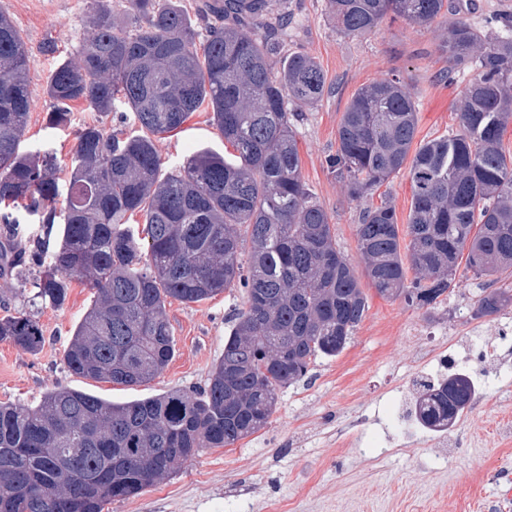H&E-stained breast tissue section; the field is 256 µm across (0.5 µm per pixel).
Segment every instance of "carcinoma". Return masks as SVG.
Masks as SVG:
<instances>
[{
    "instance_id": "carcinoma-1",
    "label": "carcinoma",
    "mask_w": 512,
    "mask_h": 512,
    "mask_svg": "<svg viewBox=\"0 0 512 512\" xmlns=\"http://www.w3.org/2000/svg\"><path fill=\"white\" fill-rule=\"evenodd\" d=\"M274 0H213L205 42L172 0H126L119 22L93 0L92 31L77 59L53 70L47 122L72 123V103L96 112L123 106L143 134L123 140L96 125L76 132L69 179L45 151L21 150L29 114L31 57L0 13V203L23 204L40 224L22 247L12 209L0 211V260L37 267L34 297L60 306L69 284L93 290L63 360L81 378L125 386L149 382L174 354L166 300L198 303L241 288L244 307L200 392L170 391L112 402L58 386L33 404L0 403V512H104L175 473L204 448L231 446L264 428L281 389L319 358L336 357L369 309L330 216L303 180L288 105L311 107L325 93L314 58L269 59L287 36L288 16L265 20ZM447 0H326L336 30L360 37L388 16L424 26ZM263 19L247 33L229 19ZM488 35L466 19L443 40L448 71L469 70L459 129L411 150L416 106L398 76L360 88L340 120L327 165L359 202L407 169L412 203L406 245L395 210L365 207L357 225L365 273L383 296L431 308L453 287L459 260L478 274L512 268V156L502 136L512 122V19H491ZM206 105L231 163L200 150L161 175L152 136L180 128ZM140 213L138 232L127 217ZM250 243L242 258L244 242ZM415 273L407 278V269ZM512 303L485 289L474 316ZM0 341L35 354L44 332L26 312L0 318ZM465 373L427 386L416 402L421 425L446 430L475 400Z\"/></svg>"
}]
</instances>
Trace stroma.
<instances>
[{"label":"stroma","instance_id":"35a3bbf8","mask_svg":"<svg viewBox=\"0 0 512 512\" xmlns=\"http://www.w3.org/2000/svg\"><path fill=\"white\" fill-rule=\"evenodd\" d=\"M290 20L282 51L305 53L320 65L326 91L315 106L299 111L296 132L303 179L331 217L336 243L351 262L369 300V310L347 348L318 359L302 380L283 388L268 425L226 448H207L172 477L138 497L109 505L108 512H512V305L492 317L473 315L487 277L459 266L455 287L431 308L381 296L365 276L356 226L359 206L327 169L336 151L340 119L363 86L392 75L407 85L416 104L420 141L457 130L455 108L469 72L449 73L440 42L448 23L462 17L484 25L512 14V0H448L445 17L424 27L385 18L371 34H339L325 0H287ZM89 0H0V12L20 31L32 58L28 76L30 109L21 147L49 151L68 161L75 128L95 123L121 137L138 134L118 113L73 105L72 127H47L46 83L55 67L75 58L90 27ZM164 171L181 166L194 152L230 153L207 108L193 112L181 132L155 136ZM412 188L406 173L381 186L369 202L389 201L399 230H406ZM17 277L0 278V317L31 313L45 343L31 354L0 341V403L36 402L54 386L92 392L111 401H130L205 386L224 338L242 308L241 289L199 303L168 300L175 351L147 384L123 386L72 375L63 361L71 329L93 296L72 282L59 307L34 299ZM500 344L501 356L474 358L473 331ZM468 360L476 385L470 409L448 437L406 418L417 380L448 377L444 357Z\"/></svg>","mask_w":512,"mask_h":512}]
</instances>
